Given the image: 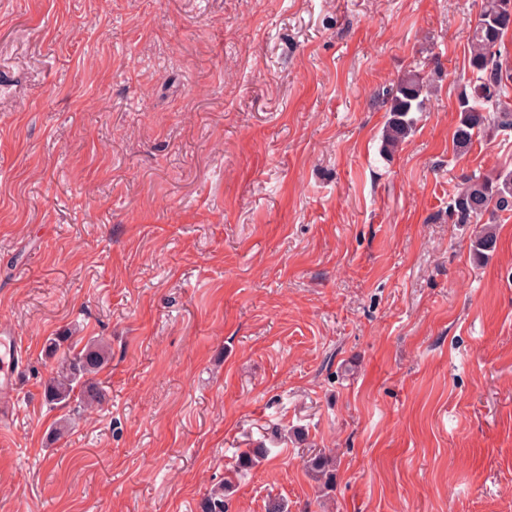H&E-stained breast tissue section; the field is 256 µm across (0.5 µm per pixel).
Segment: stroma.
Listing matches in <instances>:
<instances>
[{
    "label": "stroma",
    "instance_id": "obj_1",
    "mask_svg": "<svg viewBox=\"0 0 512 512\" xmlns=\"http://www.w3.org/2000/svg\"><path fill=\"white\" fill-rule=\"evenodd\" d=\"M480 5L0 0V326L28 352L0 512H200L221 483L228 512H512V212L482 263L448 219L512 170V131L453 146ZM71 330L111 347L73 417L43 397ZM429 83L430 75L412 70L386 91L389 116L382 133V149L386 154L395 151L412 133L414 112L426 111Z\"/></svg>",
    "mask_w": 512,
    "mask_h": 512
}]
</instances>
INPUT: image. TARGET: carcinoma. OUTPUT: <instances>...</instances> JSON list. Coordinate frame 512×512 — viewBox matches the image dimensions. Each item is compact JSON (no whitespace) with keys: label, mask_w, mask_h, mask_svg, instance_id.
<instances>
[{"label":"carcinoma","mask_w":512,"mask_h":512,"mask_svg":"<svg viewBox=\"0 0 512 512\" xmlns=\"http://www.w3.org/2000/svg\"><path fill=\"white\" fill-rule=\"evenodd\" d=\"M507 0H483L480 11L470 25L467 38V63L471 73L457 100L459 117L453 132V143L459 150L470 148L479 136L489 137L499 130L512 128V68L501 59L504 37L512 31V9ZM430 76L412 70L386 91L389 116L383 128L382 149L395 151L412 133L414 113L427 108ZM512 211V170L493 176L466 175L461 187L448 204V218L454 224H476L484 216ZM497 240L490 229L479 232L471 242L476 259L494 251ZM107 343L78 338L67 346V352L55 374L44 387V399L51 405L68 406L80 399V408L100 407L105 394L95 382L109 360ZM309 467L316 478L330 484L333 462L327 456H316ZM225 487L211 490L201 502V512H225Z\"/></svg>","instance_id":"cac0c4a2"}]
</instances>
